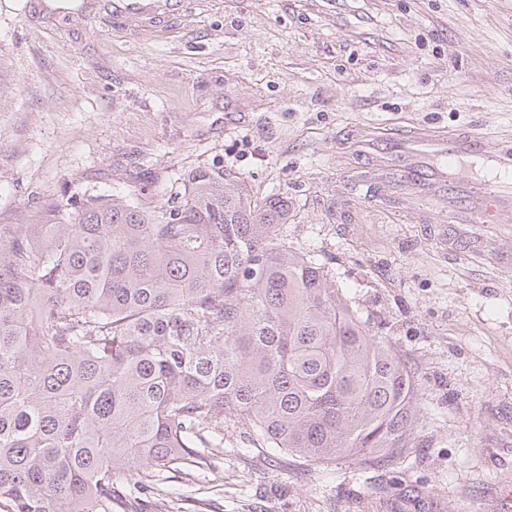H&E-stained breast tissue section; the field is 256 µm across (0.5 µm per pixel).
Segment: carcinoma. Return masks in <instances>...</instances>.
I'll list each match as a JSON object with an SVG mask.
<instances>
[{
	"mask_svg": "<svg viewBox=\"0 0 512 512\" xmlns=\"http://www.w3.org/2000/svg\"><path fill=\"white\" fill-rule=\"evenodd\" d=\"M0 225V504L112 512L115 465H208L224 429L329 471L404 457L416 384L288 201L198 167L166 208L90 196Z\"/></svg>",
	"mask_w": 512,
	"mask_h": 512,
	"instance_id": "obj_1",
	"label": "carcinoma"
}]
</instances>
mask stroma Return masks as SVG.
<instances>
[{
    "label": "stroma",
    "mask_w": 512,
    "mask_h": 512,
    "mask_svg": "<svg viewBox=\"0 0 512 512\" xmlns=\"http://www.w3.org/2000/svg\"><path fill=\"white\" fill-rule=\"evenodd\" d=\"M112 0H0V225L101 195L181 200L219 166L336 281L417 384L397 466L328 472L240 450L223 485L166 472L127 512H499L512 491V215L450 224L398 186L358 130L453 127L512 148V0H170L164 22Z\"/></svg>",
    "instance_id": "stroma-1"
}]
</instances>
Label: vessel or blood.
Wrapping results in <instances>:
<instances>
[{
  "mask_svg": "<svg viewBox=\"0 0 512 512\" xmlns=\"http://www.w3.org/2000/svg\"><path fill=\"white\" fill-rule=\"evenodd\" d=\"M120 15L146 14L164 18L165 0H113ZM363 153L388 151L405 186L426 200H447L452 224H485L491 217L512 212V151L491 150L476 138L443 130L410 131L404 139L388 142L378 136L358 141ZM432 161L424 170L421 160Z\"/></svg>",
  "mask_w": 512,
  "mask_h": 512,
  "instance_id": "1",
  "label": "vessel or blood"
}]
</instances>
